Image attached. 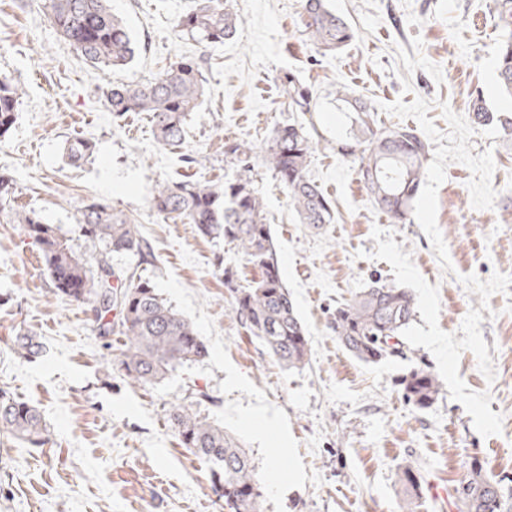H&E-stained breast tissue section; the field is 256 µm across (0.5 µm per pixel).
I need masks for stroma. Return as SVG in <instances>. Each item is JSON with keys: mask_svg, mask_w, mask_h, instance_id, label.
Listing matches in <instances>:
<instances>
[{"mask_svg": "<svg viewBox=\"0 0 512 512\" xmlns=\"http://www.w3.org/2000/svg\"><path fill=\"white\" fill-rule=\"evenodd\" d=\"M233 5L242 19L234 40L207 45L175 26L195 0H112L138 53L109 75L61 45L45 0H0V73L25 91L0 137V173L13 179L16 205L90 259L97 251L76 222L85 202L135 219L151 254L113 257L115 271L152 281L209 348L158 385L131 386L116 368L123 336H99L87 307L54 293L20 225L0 220V389L36 406L51 438L33 449L0 434V512H225L208 464L169 425L173 405L219 423L260 477L275 475L265 512H400L395 471L404 461L425 480L419 512H460L453 489L471 463L512 481V145L472 112L478 95L512 111L497 82L492 0H329L356 37L327 55L305 35L302 0ZM184 57L198 60L206 97L181 145H160L146 113L108 110V83L151 80ZM288 73L310 88L315 111H293L283 98L278 79ZM341 85L371 104L379 127L409 125L427 140L413 223H392L360 182L358 159L337 153L352 124L336 99ZM294 120L318 143L310 175L336 215L319 230L300 222L259 156ZM76 136L95 150L74 166L64 144ZM228 139L254 151V185L310 340L301 369L283 368L230 312L225 268L244 281L258 268L151 208L160 183L235 177ZM376 281L409 289L415 317L401 353L364 363L330 322ZM23 330L40 341L37 357L15 352ZM415 369L442 385L424 410L400 385Z\"/></svg>", "mask_w": 512, "mask_h": 512, "instance_id": "stroma-1", "label": "stroma"}]
</instances>
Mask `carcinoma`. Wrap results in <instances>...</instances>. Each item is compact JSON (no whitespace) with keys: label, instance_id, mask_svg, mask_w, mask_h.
<instances>
[{"label":"carcinoma","instance_id":"carcinoma-1","mask_svg":"<svg viewBox=\"0 0 512 512\" xmlns=\"http://www.w3.org/2000/svg\"><path fill=\"white\" fill-rule=\"evenodd\" d=\"M500 29L496 70L504 94L512 95V0H493ZM305 34L319 51L335 52L355 37L346 19L331 10L326 0H302ZM47 15L61 44L106 73L126 69L138 46L121 18L112 14L109 0H48ZM241 23L231 0H197L195 8L180 16L176 27L205 44L232 39ZM285 93L297 112L315 110L310 90L288 76ZM23 88L0 76V137L16 120ZM337 95L357 112L358 126L349 139L336 143L337 153L359 160L360 181L374 202L394 223L412 222L413 201L424 178L428 144L406 125L382 131L375 125L372 106L339 86ZM205 96V81L198 64L178 61L147 82L113 84L106 90L113 114L145 112L156 140L164 146L181 143L186 116L197 111ZM474 118L496 123L503 139L512 142V116L489 110L481 94L473 99ZM317 147L298 123L278 127L262 155L263 166L283 185L301 223L321 229L335 221L330 200L310 178L309 166ZM93 141L77 137L66 141L72 164L92 156ZM224 156L237 161L242 173L234 181H183L157 186L151 207L165 219L193 224L204 237H222L258 267L260 275L240 284L224 268V286L231 293L232 311L246 330L276 359L290 369L310 360L306 329L285 286L277 261L272 230L266 223L263 197L253 186L252 149L235 140L224 142ZM14 183L0 175V218L22 226L44 255L55 292L92 307L99 334L126 337L118 360L119 370L133 385L153 386L176 366L200 361L208 348L193 325L182 318L148 281L127 286L110 262L112 255H150V245L135 219L100 202L84 204L76 223L92 246L102 248L95 263L76 253L57 228L33 210L14 206ZM415 312L413 294L396 285L366 288L338 307L333 331L338 342L356 359L373 363L394 353ZM15 351L23 358L40 352L36 335L19 333ZM406 399L423 409L441 393L435 375L414 370L401 379ZM168 420L181 445L210 464V480L224 498L228 512H264V495L255 466L240 443L220 426L184 406L170 410ZM0 432L28 448L50 441L40 411L33 405L0 392ZM396 481L403 492L400 512H418L422 476L411 463H401ZM463 512H512V488L484 475L473 465L469 477L455 489Z\"/></svg>","mask_w":512,"mask_h":512}]
</instances>
